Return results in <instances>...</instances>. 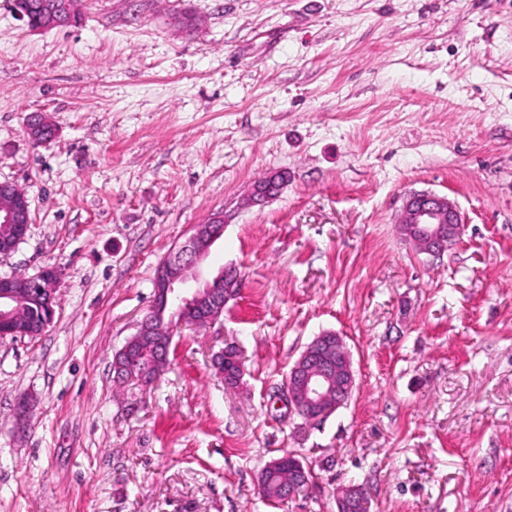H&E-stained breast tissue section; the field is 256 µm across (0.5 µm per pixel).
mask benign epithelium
<instances>
[{
    "mask_svg": "<svg viewBox=\"0 0 512 512\" xmlns=\"http://www.w3.org/2000/svg\"><path fill=\"white\" fill-rule=\"evenodd\" d=\"M39 9L52 16L64 18L72 23V11L60 0H42ZM284 184V174L278 171L267 173L249 188L248 201L262 205L275 199ZM0 192L7 203L0 205V224L15 226L14 237L0 244V255L11 253L24 240L32 224V210L29 196L17 186L0 182ZM402 234L411 241L419 252L437 256L445 252L463 234L464 225L456 205L444 196L431 192L411 193L407 196L399 218ZM215 237L204 235L195 228L192 235L175 253L159 263L155 277L154 299L151 312L137 325L136 335L144 337V343L157 347L168 355L172 340L156 341L153 312L159 304L171 299H186L183 290L210 253ZM10 276H0V322L14 323L19 318L17 302L24 295L41 305L49 313L45 323L54 316L57 285L60 273L55 267H46L34 276L21 278L22 290L9 285ZM192 297L214 312L204 318L201 324H212L219 319L215 310L224 303L217 293V287L206 282L192 289ZM356 387L355 371L350 351L342 337L332 332L315 337L303 350L290 368L282 396L288 407L298 414H305L312 421L319 422L345 405ZM294 479L288 482L287 500L305 485V470L299 460H294ZM337 512H368V496L358 485L339 488L336 496Z\"/></svg>",
    "mask_w": 512,
    "mask_h": 512,
    "instance_id": "benign-epithelium-1",
    "label": "benign epithelium"
}]
</instances>
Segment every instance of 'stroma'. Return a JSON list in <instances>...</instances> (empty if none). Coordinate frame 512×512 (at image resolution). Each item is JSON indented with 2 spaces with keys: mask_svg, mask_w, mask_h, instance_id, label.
Instances as JSON below:
<instances>
[{
  "mask_svg": "<svg viewBox=\"0 0 512 512\" xmlns=\"http://www.w3.org/2000/svg\"><path fill=\"white\" fill-rule=\"evenodd\" d=\"M79 9L34 33L0 0V182L33 216L0 276L60 271L47 329L0 337V512H337L352 484L370 512H512V0ZM273 170L279 197L246 206ZM413 192L460 211L441 256L399 232ZM216 213L204 271L240 290L117 387L159 263ZM329 331L356 389L313 423L280 393ZM286 454L312 478L274 506L258 479ZM224 353V355H222ZM217 360L214 362V366L220 374L224 375V383L229 388L237 386L241 369L239 362L236 358V353L232 350H226L225 352H219Z\"/></svg>",
  "mask_w": 512,
  "mask_h": 512,
  "instance_id": "stroma-1",
  "label": "stroma"
}]
</instances>
